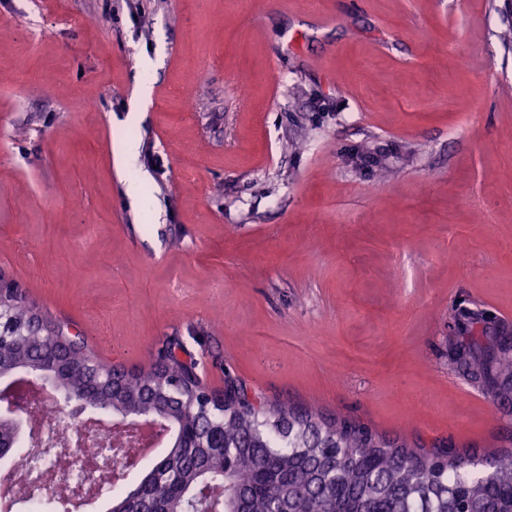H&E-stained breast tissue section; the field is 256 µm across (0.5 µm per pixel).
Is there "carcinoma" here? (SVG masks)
<instances>
[{
	"label": "carcinoma",
	"instance_id": "1",
	"mask_svg": "<svg viewBox=\"0 0 512 512\" xmlns=\"http://www.w3.org/2000/svg\"><path fill=\"white\" fill-rule=\"evenodd\" d=\"M0 361L38 363L67 395L148 412L167 446L107 512H512V435L491 450L411 442L363 420L250 396L224 371L208 391L194 360L159 355L148 372L100 367L56 334L12 284L0 291ZM470 380L512 402V345L495 333L454 346Z\"/></svg>",
	"mask_w": 512,
	"mask_h": 512
}]
</instances>
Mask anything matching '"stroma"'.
Wrapping results in <instances>:
<instances>
[{
  "mask_svg": "<svg viewBox=\"0 0 512 512\" xmlns=\"http://www.w3.org/2000/svg\"><path fill=\"white\" fill-rule=\"evenodd\" d=\"M141 6L0 0V281L109 365L512 434L449 362L461 312L512 329V0Z\"/></svg>",
  "mask_w": 512,
  "mask_h": 512,
  "instance_id": "1",
  "label": "stroma"
}]
</instances>
